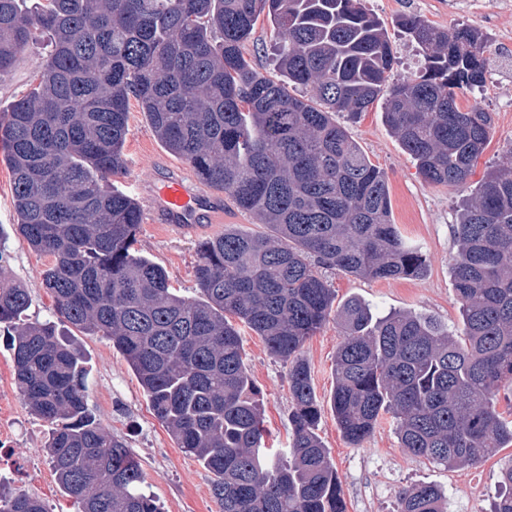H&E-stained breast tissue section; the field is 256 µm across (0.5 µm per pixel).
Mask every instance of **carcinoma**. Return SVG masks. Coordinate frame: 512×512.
I'll return each mask as SVG.
<instances>
[{
    "label": "carcinoma",
    "mask_w": 512,
    "mask_h": 512,
    "mask_svg": "<svg viewBox=\"0 0 512 512\" xmlns=\"http://www.w3.org/2000/svg\"><path fill=\"white\" fill-rule=\"evenodd\" d=\"M261 20L274 33L279 80L243 55ZM396 25L423 57L415 78L391 79L387 29L363 0H41L33 11L0 0V78L39 38L47 48L37 84L0 121V141L17 230L51 258L42 277L57 317H30L28 289L0 276V329L78 512L161 507L125 441L89 409L84 354L58 321L112 342L157 420L211 474L220 512H345L303 356L331 318L344 339L330 407L347 443L361 444L388 414L400 447L449 469L512 444V420L498 411L512 386V151L460 209L457 332L411 312L376 319L354 297L337 306L319 272L377 280L427 270L392 223L384 172L333 115L358 118L385 98L386 125L430 184L464 185L492 136L491 113L457 103L487 82V36L416 14ZM132 99L170 154L273 231L200 240L196 297L174 293L165 269L136 252L140 206L111 186L126 171ZM240 323L288 364L285 453L261 448ZM0 512L50 510L14 491L0 492ZM400 512H446L444 495L412 485ZM492 512H512V465Z\"/></svg>",
    "instance_id": "carcinoma-1"
}]
</instances>
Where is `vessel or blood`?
<instances>
[{
    "mask_svg": "<svg viewBox=\"0 0 512 512\" xmlns=\"http://www.w3.org/2000/svg\"><path fill=\"white\" fill-rule=\"evenodd\" d=\"M145 196L154 223L187 234L214 223L224 208L223 193L205 191L196 177L187 180L175 174L168 175L151 183Z\"/></svg>",
    "mask_w": 512,
    "mask_h": 512,
    "instance_id": "1",
    "label": "vessel or blood"
}]
</instances>
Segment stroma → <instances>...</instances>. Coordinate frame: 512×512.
Segmentation results:
<instances>
[{"label": "stroma", "mask_w": 512, "mask_h": 512, "mask_svg": "<svg viewBox=\"0 0 512 512\" xmlns=\"http://www.w3.org/2000/svg\"><path fill=\"white\" fill-rule=\"evenodd\" d=\"M384 22L395 52L394 78H409L420 71L422 58L397 28L402 14L422 15L440 29L464 23L483 27L492 22L498 31L512 35V12L499 13L495 0H482L480 13L457 19L448 14V0H364ZM490 79L482 91L458 96V105H475L491 112L494 120L489 145L476 160L466 187L433 185L419 173L413 158L392 135L382 117L380 105H373L359 120L337 113L336 120L386 175L392 221L409 241L422 247L428 268L417 279L370 280L338 270L324 275L336 290L337 301L360 298L377 316L412 312L449 328L461 324L459 303L451 271L456 253L454 226L467 188L476 185L492 166L512 149V52L488 46ZM44 63L40 48L28 51L13 71L0 78V112L27 94ZM127 169L113 180L119 190L138 197V185L158 179L172 168H183L179 158L168 153L146 122L138 104L129 107L124 144ZM13 209V179L0 159V275L15 279L29 289L33 299L31 315L46 319L52 315V298L41 274L49 259L31 250L18 235ZM235 228L246 234H268L266 225L250 213L225 201L220 223L208 225L201 235H185L152 223L143 212L137 247L141 254L163 266L170 284L182 295L193 292L195 244L199 236H216ZM89 369V404L98 422L112 435L124 438L144 473V487L159 501L163 512H220L210 491L211 476L193 456L177 447L170 433L152 414L149 402L134 373L111 343L99 336L71 330ZM343 329L328 322L304 347L313 385L324 405L318 433L336 467L344 491L346 512H398L401 491L418 483H430L442 490L448 512H488L496 494L501 470L512 463V447L495 456L461 468L448 469L413 456L400 448L395 423L383 415L376 429L360 446H349L336 426L327 403L334 384L332 365L343 340ZM248 370L260 391L265 428V445L274 450L288 448L292 400L288 390V366L270 354L263 340L250 329L241 331ZM0 420L11 422L16 446L10 458L14 490H24L43 499L52 512H76V507L55 481L43 445L45 424L24 405L13 378L11 353L0 341Z\"/></svg>", "instance_id": "1"}]
</instances>
